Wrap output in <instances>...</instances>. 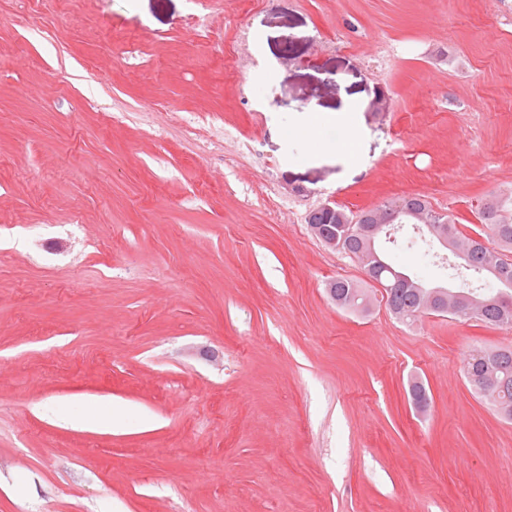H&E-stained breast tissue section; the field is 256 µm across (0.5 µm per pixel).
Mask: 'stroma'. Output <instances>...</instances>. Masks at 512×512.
<instances>
[{
    "mask_svg": "<svg viewBox=\"0 0 512 512\" xmlns=\"http://www.w3.org/2000/svg\"><path fill=\"white\" fill-rule=\"evenodd\" d=\"M407 194H512V0H0V512H512V332L325 291L307 211ZM336 281H329L326 284V291L329 297L334 301L336 307L350 312H367L370 309L372 300L370 295L365 298L364 296L367 294V289L363 288L359 283L354 282L352 280L337 277L334 279ZM345 288H354L361 295L356 294H347L346 293H336V290L340 289L341 291ZM488 353L492 356L491 367L495 372V379L486 386L471 387L485 400L497 396L508 398L512 403V345L498 347Z\"/></svg>",
    "mask_w": 512,
    "mask_h": 512,
    "instance_id": "1",
    "label": "stroma"
}]
</instances>
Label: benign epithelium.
I'll return each mask as SVG.
<instances>
[{"label":"benign epithelium","mask_w":512,"mask_h":512,"mask_svg":"<svg viewBox=\"0 0 512 512\" xmlns=\"http://www.w3.org/2000/svg\"><path fill=\"white\" fill-rule=\"evenodd\" d=\"M408 200L409 197L404 196L393 203L384 204L374 213L365 210L354 216L339 209L336 202L327 201L308 211L306 215L308 229L314 238L332 250L342 247L346 240L353 237L363 240L366 244L365 268L363 269L365 279L384 295L395 287L410 289L417 295L420 304L419 310L413 313V317L416 319L421 316L444 315L458 309L464 310L468 315H473L488 305H495L503 311L512 309V296L504 291L488 295L465 292L446 286L430 287L402 272L391 274L386 283L380 282V278L384 276L382 272L384 261L379 244L385 229L394 224L424 225V228L431 233L432 238L442 249L462 261L468 260L471 250L477 247L475 243L469 247H462L454 237L448 235L444 213L425 206L412 207L408 205ZM320 214L325 217L326 223H315V217ZM336 222L342 224V233L339 235L332 228V224ZM486 261L488 266L498 273L501 282L505 284L509 282V276L512 275L511 255L495 251L486 256ZM326 291L336 307L342 310L367 312L370 309L371 298L353 293L349 295L344 292L338 293L334 281L327 282Z\"/></svg>","instance_id":"1"}]
</instances>
